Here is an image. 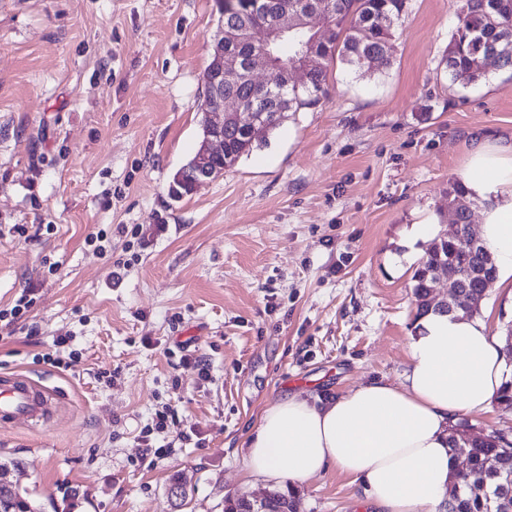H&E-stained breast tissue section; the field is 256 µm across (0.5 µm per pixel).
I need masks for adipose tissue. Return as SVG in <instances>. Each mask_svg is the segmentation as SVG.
Returning a JSON list of instances; mask_svg holds the SVG:
<instances>
[{"label":"adipose tissue","mask_w":512,"mask_h":512,"mask_svg":"<svg viewBox=\"0 0 512 512\" xmlns=\"http://www.w3.org/2000/svg\"><path fill=\"white\" fill-rule=\"evenodd\" d=\"M461 181L489 198L480 234L499 276L512 277V144L474 139ZM506 379L502 343L483 321L427 314L400 384L374 380L327 401L277 398L239 447L244 468L292 487L332 466L362 484L371 512H446L450 430L460 414L486 408Z\"/></svg>","instance_id":"1"}]
</instances>
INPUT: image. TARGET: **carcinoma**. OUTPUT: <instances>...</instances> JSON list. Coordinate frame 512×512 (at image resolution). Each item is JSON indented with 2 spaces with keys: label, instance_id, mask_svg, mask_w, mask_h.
<instances>
[{
  "label": "carcinoma",
  "instance_id": "1",
  "mask_svg": "<svg viewBox=\"0 0 512 512\" xmlns=\"http://www.w3.org/2000/svg\"><path fill=\"white\" fill-rule=\"evenodd\" d=\"M256 0H223L221 21L224 22V42L239 41L236 55H225L226 70L234 72L231 79H221L212 65H207L202 81L205 88L201 111L216 104L217 98L232 104V111L243 108L254 113L260 130L268 133L288 118V113L312 108L320 103L325 93L327 65L340 57L347 66L358 70L372 61L381 65L389 62L391 42L401 25L409 0H268L271 8L254 5ZM496 0H463L456 12V26L448 51L443 59L448 79L453 83L472 84L485 75L477 58L462 46V41L473 46L494 43L499 51L496 66L512 69V14L495 9ZM321 17L314 19L325 27V37L311 46L314 65L303 83H295L289 65L293 58V41L286 39L274 46L267 89L257 94L258 83L249 72L246 61L260 53V45L249 39L250 32L261 37L260 28L281 14L303 22L310 11ZM260 138L250 134L237 120L224 118V158L214 161L221 170L234 167L240 159L259 146ZM196 179L191 163L184 164L173 177L171 192L176 198L192 193ZM474 200L462 183L448 189V207L460 225L454 238L434 239L412 276L416 304L415 318L430 311H441L431 305L430 297L436 283V272L449 265L452 259L463 260L483 273L481 278L466 279L455 293L472 297L484 291L486 282L497 279L495 258L489 252L473 254L467 251L471 205ZM471 469L468 473L454 472L448 482V502L457 505V512H485L487 498L503 492L512 493V443L494 435L469 436ZM294 492L273 490L268 504L254 507L240 499L224 501V512H246L263 507L284 512L292 507ZM0 509L3 512H41L40 508L11 482L0 485Z\"/></svg>",
  "mask_w": 512,
  "mask_h": 512
}]
</instances>
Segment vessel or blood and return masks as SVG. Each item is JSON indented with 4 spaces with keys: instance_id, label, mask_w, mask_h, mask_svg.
<instances>
[{
    "instance_id": "1",
    "label": "vessel or blood",
    "mask_w": 512,
    "mask_h": 512,
    "mask_svg": "<svg viewBox=\"0 0 512 512\" xmlns=\"http://www.w3.org/2000/svg\"><path fill=\"white\" fill-rule=\"evenodd\" d=\"M59 399L22 375L0 379V421L41 422L54 410Z\"/></svg>"
}]
</instances>
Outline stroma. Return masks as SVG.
<instances>
[{
    "mask_svg": "<svg viewBox=\"0 0 512 512\" xmlns=\"http://www.w3.org/2000/svg\"><path fill=\"white\" fill-rule=\"evenodd\" d=\"M459 5L410 0L388 65L333 62L318 107L176 200L219 0H0V309L35 293L0 339V376L63 394L46 422L0 423V459L43 512H224L268 489L239 446L276 397L400 382L413 273L453 231L448 188L475 136L512 141V72L453 86L441 64ZM477 316L496 335L512 323V279ZM180 342L212 382L179 368ZM166 403L188 438L143 463ZM295 508L367 512L333 467Z\"/></svg>",
    "mask_w": 512,
    "mask_h": 512,
    "instance_id": "obj_1",
    "label": "stroma"
}]
</instances>
